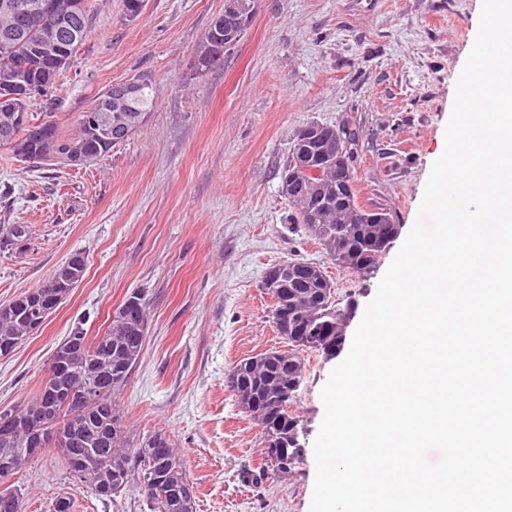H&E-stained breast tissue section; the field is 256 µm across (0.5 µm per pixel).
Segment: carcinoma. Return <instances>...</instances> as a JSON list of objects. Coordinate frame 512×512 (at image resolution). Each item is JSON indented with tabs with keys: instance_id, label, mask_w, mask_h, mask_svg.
Wrapping results in <instances>:
<instances>
[{
	"instance_id": "carcinoma-1",
	"label": "carcinoma",
	"mask_w": 512,
	"mask_h": 512,
	"mask_svg": "<svg viewBox=\"0 0 512 512\" xmlns=\"http://www.w3.org/2000/svg\"><path fill=\"white\" fill-rule=\"evenodd\" d=\"M14 0H0V90L11 83L27 86L30 95L25 99L23 116L27 124L18 123L13 130L3 133L4 103L0 102V146L9 148L21 162L26 155L46 153L57 145L72 144L89 151L94 160L110 153L141 128L145 121L141 113H151L157 103L154 81L139 86L135 106L136 112H111L112 125L119 126L117 132L101 139L95 135L88 114L95 106L79 112L71 126L64 129L49 115L39 116L29 109L34 101H50L60 76L65 72L86 35H81L73 44L58 41L55 29L37 25L19 29L12 23L8 5ZM58 50L66 53L64 66L58 73L49 76L44 51ZM224 28L211 24L204 32L195 53L194 64L200 71H209L224 64ZM294 210V221L303 225L328 257L339 260L343 270L367 275L374 271L383 250L366 248L369 239L385 241L398 235L399 225L391 215H386V223L380 224L375 212L357 202L355 189L333 194L331 205L316 209L304 218L294 201H289ZM30 230L25 224H5L0 227V250L23 251L28 249ZM80 269L74 271L68 265L59 266L55 272V293L67 295L81 282L86 271L84 253H72ZM47 282L26 291L11 301L0 303V356L6 357L34 334L28 319L21 316L20 309L35 297L42 295ZM286 296L279 301L285 314L281 323L288 329L289 350H271L239 361L234 369L239 385L233 392L236 405L246 413L256 425L266 421L277 424L276 434L289 443L300 437L302 428L296 410L291 404L296 401L297 392L305 379L306 351H319L310 340H318L314 331L328 328V340L336 342V333L343 328V315L333 294L317 276L312 274L290 275ZM127 311H115L111 322L101 336L93 338L81 326L73 328L59 347L72 339L85 341L86 352L69 366L65 377L74 393L87 398L81 406H48L45 404V386L23 407L42 415L41 426L51 434L57 429L77 431L86 434V453L99 451L100 467L79 479L91 484L103 480V474L113 472L117 480H107L105 491L98 494L102 500L125 490L136 483L138 491L147 504L149 512H196V502H188L181 508L168 499L166 489L185 483L188 480L182 460L174 449V442L164 430H154L142 438L130 440L126 416L117 404V396L127 385L144 346L149 321L146 301L142 294L133 292L125 298ZM263 444V463L252 481L261 482L270 476L278 475V466L269 448L272 438L268 431L260 430ZM30 435L25 430H15L7 435L0 433V460L16 458L28 464L37 458L30 450ZM56 452L67 467L77 458V450L60 441L43 450V453ZM16 501L24 504V493L15 485L0 490V512H10L5 502Z\"/></svg>"
}]
</instances>
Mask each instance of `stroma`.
<instances>
[{
	"instance_id": "stroma-1",
	"label": "stroma",
	"mask_w": 512,
	"mask_h": 512,
	"mask_svg": "<svg viewBox=\"0 0 512 512\" xmlns=\"http://www.w3.org/2000/svg\"><path fill=\"white\" fill-rule=\"evenodd\" d=\"M90 31L49 110L62 126L112 84L152 76L157 105L127 141L86 168L33 167L0 147V224L31 230L28 250L0 252V303L36 288L69 254L85 276L39 330L0 357V406L30 399L76 323L103 335L126 295L149 323L143 354L118 397L132 436L170 433L197 512H309L320 391L336 359L306 354L295 409L299 468L253 483L259 428L225 375L238 361L287 348L258 284L283 260L321 265L339 305L363 315L413 226L432 163L445 148L455 85L474 43L481 0H257L251 28L223 66L194 67L224 0H87ZM349 125L355 193L399 226L377 268H338L292 223L281 172L309 122ZM25 512L58 494L74 512H148L136 490L97 498L55 454L27 465Z\"/></svg>"
}]
</instances>
